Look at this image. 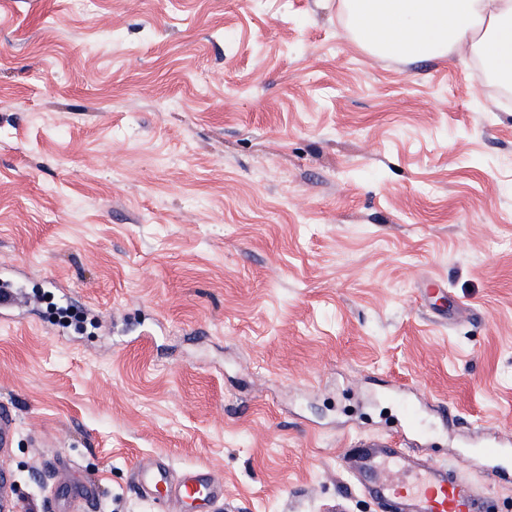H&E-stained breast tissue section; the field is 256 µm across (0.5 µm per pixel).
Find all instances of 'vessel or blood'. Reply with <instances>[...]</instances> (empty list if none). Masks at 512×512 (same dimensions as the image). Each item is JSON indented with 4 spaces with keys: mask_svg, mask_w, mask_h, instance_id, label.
Returning <instances> with one entry per match:
<instances>
[{
    "mask_svg": "<svg viewBox=\"0 0 512 512\" xmlns=\"http://www.w3.org/2000/svg\"><path fill=\"white\" fill-rule=\"evenodd\" d=\"M479 461L490 483L512 482V439L494 435L482 441ZM342 467L377 512H502L487 491L463 480L459 464L431 457L404 435L368 437L350 444ZM135 483L144 493L178 502L209 505L224 498V484L214 473L188 469L175 477L153 458L139 464Z\"/></svg>",
    "mask_w": 512,
    "mask_h": 512,
    "instance_id": "vessel-or-blood-1",
    "label": "vessel or blood"
}]
</instances>
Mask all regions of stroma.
Segmentation results:
<instances>
[{
	"instance_id": "35a3bbf8",
	"label": "stroma",
	"mask_w": 512,
	"mask_h": 512,
	"mask_svg": "<svg viewBox=\"0 0 512 512\" xmlns=\"http://www.w3.org/2000/svg\"><path fill=\"white\" fill-rule=\"evenodd\" d=\"M0 319L14 512H376L359 435L447 402L512 433V97L355 40L336 0H0ZM441 282L445 298L427 297ZM136 488L146 494L163 496L178 503L202 501L204 505L224 501V484L212 472L188 469L175 479L166 464L143 460L135 472Z\"/></svg>"
}]
</instances>
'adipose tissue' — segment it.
<instances>
[{
  "label": "adipose tissue",
  "mask_w": 512,
  "mask_h": 512,
  "mask_svg": "<svg viewBox=\"0 0 512 512\" xmlns=\"http://www.w3.org/2000/svg\"><path fill=\"white\" fill-rule=\"evenodd\" d=\"M358 43L386 56H476L498 77H512V0H342Z\"/></svg>",
  "instance_id": "obj_1"
}]
</instances>
